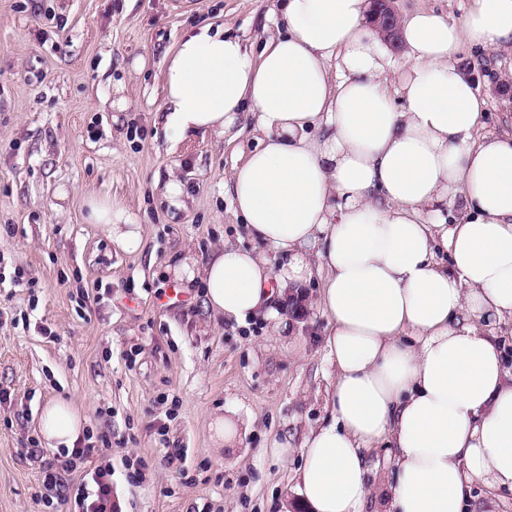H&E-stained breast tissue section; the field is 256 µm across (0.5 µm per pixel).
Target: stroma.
Segmentation results:
<instances>
[{"label":"stroma","instance_id":"stroma-1","mask_svg":"<svg viewBox=\"0 0 512 512\" xmlns=\"http://www.w3.org/2000/svg\"><path fill=\"white\" fill-rule=\"evenodd\" d=\"M279 19L280 0H0V512H68L63 488L98 466L123 512H280L292 491L297 460L269 448L326 417L327 317L311 309L286 338L214 323L203 284L172 268L244 238L224 183L260 133L174 143L161 123L160 75L186 33L220 25L257 50ZM457 62L486 101L482 133L511 135L512 46ZM173 171L178 213L156 188ZM106 192L143 224L140 252L88 223L86 199ZM55 398L110 440L59 490L41 485L55 453L37 444ZM231 404L255 425L219 456L209 423Z\"/></svg>","mask_w":512,"mask_h":512}]
</instances>
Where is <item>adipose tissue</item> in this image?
<instances>
[{
  "label": "adipose tissue",
  "mask_w": 512,
  "mask_h": 512,
  "mask_svg": "<svg viewBox=\"0 0 512 512\" xmlns=\"http://www.w3.org/2000/svg\"><path fill=\"white\" fill-rule=\"evenodd\" d=\"M371 8L283 0L281 30L256 55L220 28L180 40L162 76L165 130L232 141L254 117L263 140L224 189L280 262L223 242L176 272L203 282L217 320L260 316L286 336L293 299L329 318L330 420L305 436L298 501L283 512H364L372 496L381 512H465L472 482L512 492V371L488 333L512 323V135L478 137L486 102L454 57L512 44V0H468L459 22L405 15L401 63L368 30ZM86 205L118 249H141V224L111 195ZM458 207L455 223L431 222ZM315 277L313 301L303 289ZM83 422L57 399L39 429L69 449ZM251 425L236 405L215 414V450L237 448ZM378 448L392 482L369 481Z\"/></svg>",
  "instance_id": "adipose-tissue-1"
}]
</instances>
